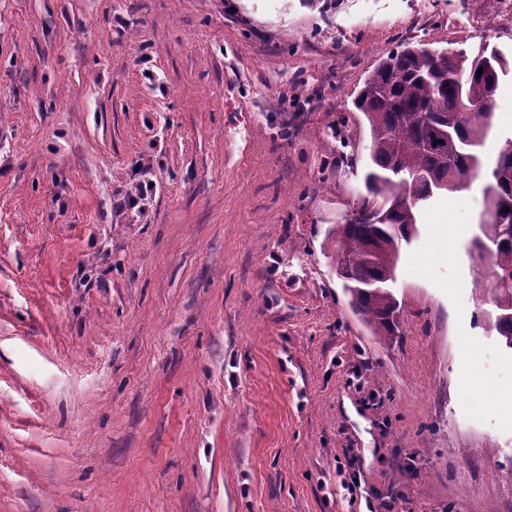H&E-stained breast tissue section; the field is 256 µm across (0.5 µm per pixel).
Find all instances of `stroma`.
I'll return each instance as SVG.
<instances>
[{
  "instance_id": "1",
  "label": "stroma",
  "mask_w": 512,
  "mask_h": 512,
  "mask_svg": "<svg viewBox=\"0 0 512 512\" xmlns=\"http://www.w3.org/2000/svg\"><path fill=\"white\" fill-rule=\"evenodd\" d=\"M419 44L512 58V0H0V512H512L483 179L422 209L393 340L325 244ZM156 189V182L148 180L146 182H138L131 186L126 194V206L129 209H136V214L144 215L146 213V205L148 200L152 198V191Z\"/></svg>"
}]
</instances>
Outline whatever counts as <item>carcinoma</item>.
Here are the masks:
<instances>
[{
  "label": "carcinoma",
  "instance_id": "1",
  "mask_svg": "<svg viewBox=\"0 0 512 512\" xmlns=\"http://www.w3.org/2000/svg\"><path fill=\"white\" fill-rule=\"evenodd\" d=\"M491 56L497 58L498 76L512 70L506 57L487 46L474 56L408 46L377 64L355 101L369 128L372 167L365 175L366 194L327 239L353 308L379 337L395 335L396 325L389 320L396 307L390 283L402 244L416 229L419 206L440 192L430 180L412 182L436 164L423 144L448 132L450 162L442 172L446 190L465 188L483 175L487 199L512 203V176L496 178L499 169H512V144L492 164L481 163L495 101L485 97L492 75L477 71ZM463 90L471 96L464 105L459 100ZM403 193L410 194L408 206L392 208ZM372 201L378 205L375 211L368 208ZM480 231L479 238L491 247L494 269L512 272V210L501 221L481 222ZM492 295L498 310L512 312V284H494Z\"/></svg>",
  "mask_w": 512,
  "mask_h": 512
}]
</instances>
